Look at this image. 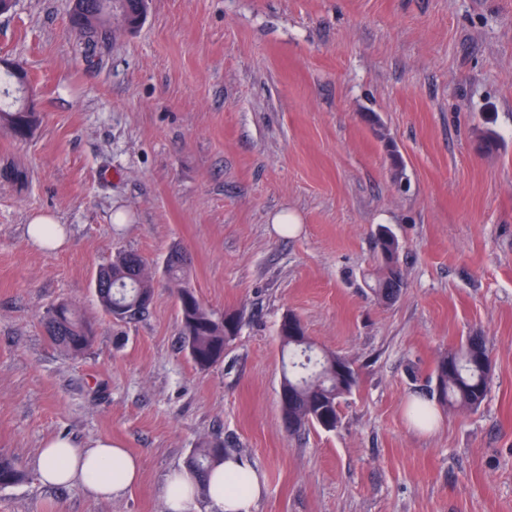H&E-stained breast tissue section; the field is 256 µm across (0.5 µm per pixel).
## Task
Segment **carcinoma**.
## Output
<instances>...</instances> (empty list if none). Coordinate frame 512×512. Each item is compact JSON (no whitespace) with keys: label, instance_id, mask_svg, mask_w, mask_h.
Segmentation results:
<instances>
[{"label":"carcinoma","instance_id":"1","mask_svg":"<svg viewBox=\"0 0 512 512\" xmlns=\"http://www.w3.org/2000/svg\"><path fill=\"white\" fill-rule=\"evenodd\" d=\"M104 0H76L71 6L69 21L86 42H95L112 27V17L102 8ZM15 77L0 70V127L8 129L15 139L25 141L38 124V113L17 111L19 99L13 96ZM377 262L371 273L378 287H391L401 275L397 238L388 244L376 240ZM163 275L176 288L177 306L181 323L183 347L192 361L205 369L223 361L224 348L238 336L241 318L234 312L221 317L209 309L187 285V260L165 259ZM106 277V285L94 288L101 310L115 321L133 320L144 314L152 300L154 279L145 273L141 257L132 252H119L101 266L97 273ZM44 330L50 341L67 355H82L93 345L95 330L76 308L65 301L54 305L44 316ZM283 360L284 385L292 386L294 406L288 410L286 424L291 431L319 427L325 431L336 429L340 421L341 399L359 384V373L352 369V381L345 382L329 372L336 363H348L344 357L316 346L306 334L296 339L279 330ZM490 359L484 339L471 336L465 343L445 352L436 362L434 374L440 383L438 401L454 410H475L481 406L491 383V376L483 371ZM226 449L219 442L202 441L193 449L186 462L189 476L198 491L206 492L205 477L224 460ZM24 478L13 458L0 455V487L14 485Z\"/></svg>","mask_w":512,"mask_h":512}]
</instances>
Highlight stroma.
Wrapping results in <instances>:
<instances>
[{"label":"stroma","instance_id":"stroma-1","mask_svg":"<svg viewBox=\"0 0 512 512\" xmlns=\"http://www.w3.org/2000/svg\"><path fill=\"white\" fill-rule=\"evenodd\" d=\"M69 6L0 15V57L39 114L26 141L0 127V453L28 475L0 512H166L167 476L203 440L252 463L254 512H512V0H148L140 28L113 16L92 51ZM283 210L300 221L279 234ZM39 212L65 225L61 249L29 244ZM381 226L401 248L391 302L369 288ZM174 247L202 301L241 317L210 368L181 347ZM120 250L155 274L128 324L93 288ZM60 301L95 325L82 356L44 332ZM288 314L359 372L334 431L283 423ZM470 336L491 387L451 410L433 369ZM417 398L434 431L409 419ZM60 437L120 443L138 482L112 499L43 484L36 459Z\"/></svg>","mask_w":512,"mask_h":512}]
</instances>
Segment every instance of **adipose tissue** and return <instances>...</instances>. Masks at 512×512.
Wrapping results in <instances>:
<instances>
[{
    "mask_svg": "<svg viewBox=\"0 0 512 512\" xmlns=\"http://www.w3.org/2000/svg\"><path fill=\"white\" fill-rule=\"evenodd\" d=\"M37 474L54 486H81L99 498L121 496L138 478L139 461L111 440L87 447L66 438L47 441L39 453ZM264 483L247 458L231 456L211 475L208 505L213 512H252Z\"/></svg>",
    "mask_w": 512,
    "mask_h": 512,
    "instance_id": "obj_1",
    "label": "adipose tissue"
}]
</instances>
